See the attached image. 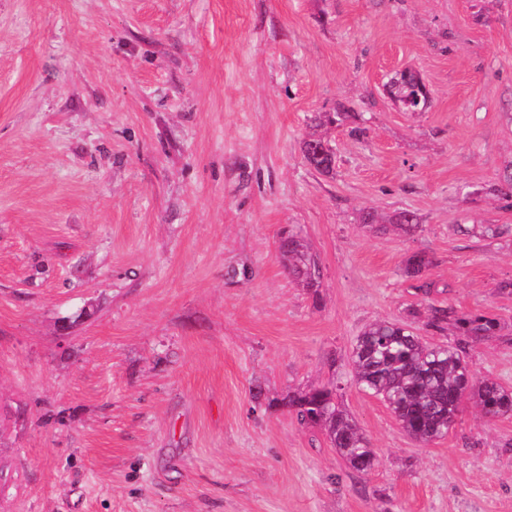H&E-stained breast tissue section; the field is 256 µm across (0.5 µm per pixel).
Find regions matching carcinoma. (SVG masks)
<instances>
[{"label": "carcinoma", "instance_id": "obj_1", "mask_svg": "<svg viewBox=\"0 0 512 512\" xmlns=\"http://www.w3.org/2000/svg\"><path fill=\"white\" fill-rule=\"evenodd\" d=\"M424 90L426 84L422 79L408 78L403 72L397 74L392 84L393 94L412 99L426 98ZM351 118L350 112L320 113L313 122L317 127H338ZM314 143L326 144L328 140L317 132L308 135L301 146L305 160L314 164L320 174L332 173L334 153L328 151L319 156L311 152ZM361 223L372 229L395 228L410 233L419 227L420 218L410 210L395 211L383 219L373 211H365ZM280 249L288 261L289 274L299 285L319 287L318 263L302 239L290 234L282 238ZM431 263L429 254L422 251L409 256L403 267V274L413 282V288L425 296L427 326L442 330L451 321L468 343L494 335L498 327L495 319L459 313L431 298L435 286L423 277ZM351 360L358 388L381 399L403 430L419 442L429 443L448 435L468 401L474 402L487 418L512 414L511 391L489 379L474 380L458 349L423 342L407 323L369 324L357 336ZM335 395V387L322 385L294 397L290 406L300 423L324 427L333 447L351 469L370 470L377 462L374 450L353 421L336 408Z\"/></svg>", "mask_w": 512, "mask_h": 512}]
</instances>
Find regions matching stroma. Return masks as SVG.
Listing matches in <instances>:
<instances>
[{"label":"stroma","instance_id":"35a3bbf8","mask_svg":"<svg viewBox=\"0 0 512 512\" xmlns=\"http://www.w3.org/2000/svg\"><path fill=\"white\" fill-rule=\"evenodd\" d=\"M407 68L426 111L387 92ZM318 112L366 129H326L329 175ZM509 166L512 0H0V512H512V415L420 444L350 359L405 321L512 392ZM419 251L497 336L427 327ZM331 383L370 471L288 406ZM323 144V149L325 151H328V146L326 144H329L328 140L322 135L317 132H313L310 135H308L302 142L301 150L303 153V156L305 160L310 161L315 166V171L323 174L328 175L333 172L334 165H335V155L334 152H326L324 156H318L317 152L311 151L312 144ZM313 153V154H311ZM361 223L362 226L371 229L387 230L388 228H395L410 233L415 231L421 222L414 211L399 210L394 211L392 215L386 218L379 217L375 211H365L361 215ZM280 249L288 261V272L303 288H319V267L303 240L293 234L282 238Z\"/></svg>","mask_w":512,"mask_h":512}]
</instances>
